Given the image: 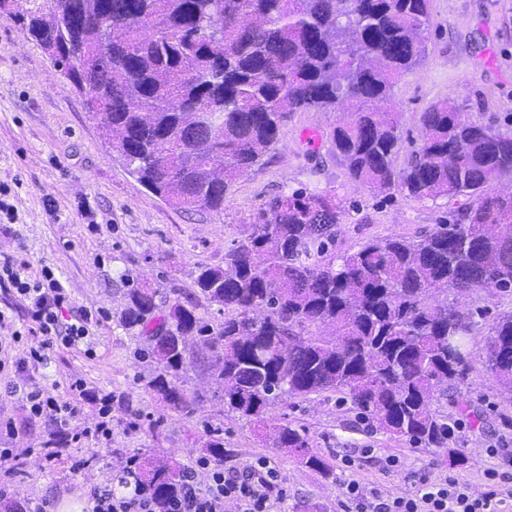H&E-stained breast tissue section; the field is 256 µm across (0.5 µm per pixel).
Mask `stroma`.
<instances>
[{"label":"stroma","mask_w":512,"mask_h":512,"mask_svg":"<svg viewBox=\"0 0 512 512\" xmlns=\"http://www.w3.org/2000/svg\"><path fill=\"white\" fill-rule=\"evenodd\" d=\"M426 44L423 62L399 79L384 104L401 115L398 165L419 138L422 112L445 98L470 120L512 135V0H431ZM338 119L330 110L291 113L260 164L228 187L223 211L176 208L112 157L83 95L14 20L0 17V185L8 187L15 214L0 227V259L25 261L33 275L53 268L73 310L97 321L90 347H55L47 365L0 376V448L28 451L12 474L0 471V512L83 504L94 490L112 486L132 455L142 466L166 459L188 469L214 430L224 440L225 472L260 458L276 470L287 491L281 512H342L351 481L404 496L422 474L451 475L479 492L490 470L512 473V400L482 362L488 325L512 310L511 295L475 290L466 300L484 316L470 338L464 385L435 405L455 429L448 444L424 447L393 437L335 393L275 406L273 417L304 429L312 451L330 462L334 474L327 479L273 448L261 426L225 412L211 370L195 360L198 339L188 342L180 380L201 396L193 414L169 408L146 387L156 365L146 355V338L123 324L126 289L146 285L162 299H198L199 266L223 264L225 250L247 234L269 198L304 188L349 203L336 238L340 253L370 240L420 236L468 204L465 196L420 199L399 190L378 196L356 184L328 139ZM310 131L318 135L312 145L304 140ZM77 380L92 398L62 423L30 417L22 396L5 393L6 384L29 382L67 401ZM103 395L110 398L112 436L100 442L84 433L94 427ZM6 421L13 432L3 429ZM53 444L60 452L45 460L41 450ZM452 447L462 457L454 466Z\"/></svg>","instance_id":"35a3bbf8"}]
</instances>
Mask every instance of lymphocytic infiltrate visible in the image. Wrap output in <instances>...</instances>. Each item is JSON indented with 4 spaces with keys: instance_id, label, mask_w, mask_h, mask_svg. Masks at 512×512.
<instances>
[{
    "instance_id": "f902f5d3",
    "label": "lymphocytic infiltrate",
    "mask_w": 512,
    "mask_h": 512,
    "mask_svg": "<svg viewBox=\"0 0 512 512\" xmlns=\"http://www.w3.org/2000/svg\"><path fill=\"white\" fill-rule=\"evenodd\" d=\"M0 288L12 290L26 304V321L12 333L13 340L23 336L40 337L39 346L29 348L14 358L15 369L27 365H47L50 346L75 347L91 334L88 315L76 316L74 322L62 323V309L72 307L70 293L50 267H42L37 275H29L24 263L7 258L0 260ZM70 389L72 402L59 404L45 396L42 389L32 387L26 394L30 413L34 416L58 418L60 414L75 416L89 393L82 381H75ZM210 472L208 487H200L196 479L197 469ZM489 484L479 493L447 477L431 480L419 475L416 491L406 497H390L375 489L349 482L345 493V512H504L507 499H512L508 476L488 472ZM123 494L105 489L94 492L92 512H224L225 501H234L238 512H271L274 504L282 502L285 492L280 488L274 469L249 465L241 472L228 475L219 465L202 457L196 469L184 472L181 488L166 507H159L153 494L142 487L138 479V460L130 458L118 478Z\"/></svg>"
}]
</instances>
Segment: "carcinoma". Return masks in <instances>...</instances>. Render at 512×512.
I'll return each instance as SVG.
<instances>
[{"mask_svg": "<svg viewBox=\"0 0 512 512\" xmlns=\"http://www.w3.org/2000/svg\"><path fill=\"white\" fill-rule=\"evenodd\" d=\"M2 14L78 88L127 171L175 207L222 211L224 192L278 142L289 113L341 106L329 139L352 180L377 194L470 197L414 239L340 255L347 209L336 196L301 188L269 199L224 265L198 269L199 292L224 308L217 331L193 304L157 315L152 289L126 292L125 324L154 338L159 373L148 387L177 411L197 403L174 382L188 334L200 338L224 406L327 479L333 467L307 434L269 409L336 392L387 433L443 442L433 404L464 379L477 326L451 295L512 294V194L491 191L512 174V135L445 99L422 113L407 166H395L400 114L373 103L424 60L430 0H0ZM484 365L512 395V312L490 325ZM181 478L168 461L140 475L160 502Z\"/></svg>", "mask_w": 512, "mask_h": 512, "instance_id": "obj_1", "label": "carcinoma"}]
</instances>
